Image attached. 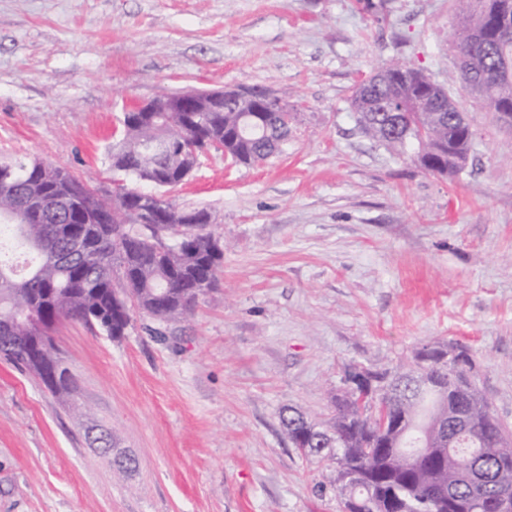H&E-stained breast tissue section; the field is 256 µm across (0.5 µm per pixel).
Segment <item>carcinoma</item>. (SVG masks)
<instances>
[{
  "label": "carcinoma",
  "instance_id": "1",
  "mask_svg": "<svg viewBox=\"0 0 512 512\" xmlns=\"http://www.w3.org/2000/svg\"><path fill=\"white\" fill-rule=\"evenodd\" d=\"M456 48L476 41L475 64L459 66L465 88L497 113L512 102V39H490L491 25L512 0H454ZM385 86L365 93L357 85L350 98L356 125L367 137L406 153L427 173L452 177L465 164L471 142L467 129L448 128L450 114L413 107L426 97L436 104L445 86L422 70L390 62ZM400 99L403 112L393 138H384L391 115L380 106L384 95ZM295 112H224L193 116L169 112L156 127L121 126L122 168H158L175 178L192 163L198 146L195 128L211 125L224 153L244 165L261 164L288 141ZM178 135L184 153L162 159L139 152L147 138ZM12 179L0 186V214L13 217L4 225L13 247L0 246V324L18 322L32 337L31 347L3 357L38 378L62 405L79 412L76 384L59 372L45 375L64 361L53 333L76 319L119 339L112 328L114 308L142 313L158 324L184 317L199 297L214 288L224 263V246L210 224H141L126 191L101 196L81 177L39 159L0 160ZM98 256L93 263L66 260V242ZM462 364L440 361L422 346L412 365L369 370L372 393L347 390L333 398L330 428L288 408L280 420L288 440L306 447L311 463L334 469L345 495L344 512H497L494 501L502 486L512 487V441L508 428L467 372L475 369L470 351L459 348ZM453 376L462 390L418 393L415 381L438 384Z\"/></svg>",
  "mask_w": 512,
  "mask_h": 512
}]
</instances>
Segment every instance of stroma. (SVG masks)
Wrapping results in <instances>:
<instances>
[{
    "label": "stroma",
    "instance_id": "stroma-1",
    "mask_svg": "<svg viewBox=\"0 0 512 512\" xmlns=\"http://www.w3.org/2000/svg\"><path fill=\"white\" fill-rule=\"evenodd\" d=\"M453 0H0V157L111 188L125 107L163 93L260 88L299 105L260 166L202 157L172 191L224 239L215 288L160 341L134 314L114 340L54 338L77 420L0 357V512H343L331 471L281 430L325 422L344 369L463 345L512 428V129L458 83ZM400 60L447 84L473 131L454 177L359 132L356 83ZM136 459L116 474L90 445Z\"/></svg>",
    "mask_w": 512,
    "mask_h": 512
}]
</instances>
